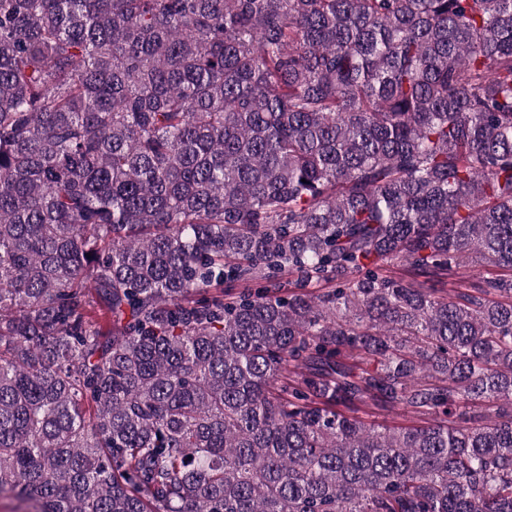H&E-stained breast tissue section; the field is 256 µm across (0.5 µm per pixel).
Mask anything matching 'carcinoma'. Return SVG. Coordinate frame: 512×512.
<instances>
[{"instance_id":"cac0c4a2","label":"carcinoma","mask_w":512,"mask_h":512,"mask_svg":"<svg viewBox=\"0 0 512 512\" xmlns=\"http://www.w3.org/2000/svg\"><path fill=\"white\" fill-rule=\"evenodd\" d=\"M4 497L512 512V0H0ZM358 415L368 423H379L388 427L408 426L417 422L411 414L396 408L390 412L371 413L368 409H361Z\"/></svg>"}]
</instances>
